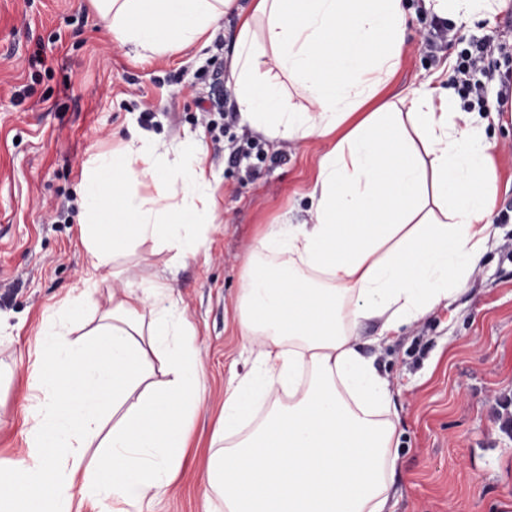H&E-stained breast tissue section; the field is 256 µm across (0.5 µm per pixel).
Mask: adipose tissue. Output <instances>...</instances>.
<instances>
[{"label":"adipose tissue","mask_w":512,"mask_h":512,"mask_svg":"<svg viewBox=\"0 0 512 512\" xmlns=\"http://www.w3.org/2000/svg\"><path fill=\"white\" fill-rule=\"evenodd\" d=\"M507 0H432L439 16L479 21ZM113 36L160 54L238 17L230 78L244 122L270 140L334 137L310 195L312 221L283 224L248 262L240 299L254 368L231 385L205 476L224 512H390L399 459L387 379L357 330H396L460 291L487 250L491 148L451 92L428 88L362 113L397 70L404 0H93ZM291 82L308 104L293 103ZM154 186L155 195L132 185ZM214 187L203 167L173 170L159 143L132 136L95 158L81 242L92 275L69 316L117 256L152 243L196 254L193 232ZM161 281L127 282L84 335L43 332L46 367L31 376L28 452L0 467V507L99 512L152 501L180 462L200 406L194 330ZM99 442L102 453L86 462Z\"/></svg>","instance_id":"1"}]
</instances>
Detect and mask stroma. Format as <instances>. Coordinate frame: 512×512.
I'll list each match as a JSON object with an SVG mask.
<instances>
[{
    "instance_id": "1",
    "label": "stroma",
    "mask_w": 512,
    "mask_h": 512,
    "mask_svg": "<svg viewBox=\"0 0 512 512\" xmlns=\"http://www.w3.org/2000/svg\"><path fill=\"white\" fill-rule=\"evenodd\" d=\"M407 37L399 69L378 101L439 85L475 39L512 48V2L468 24L441 20L426 0H405ZM447 25L439 51L424 40ZM236 17L212 41L162 54L137 51L102 27L90 0H0V461L26 453L29 376L42 361L41 329L84 288L91 258L80 242L82 184L89 161L132 134L164 143L169 159L199 165L217 183L196 255L173 263L151 244L121 258L131 277L163 279L172 307L195 330L204 403L188 426L176 477L151 512H203L204 470L233 374L256 351L239 322L247 260L281 224L310 219L311 191L331 141L261 139L264 160L229 149L241 124L228 66ZM494 207L488 249L450 305L378 346V324L358 345L391 382L400 417L392 512H512V106L489 121Z\"/></svg>"
}]
</instances>
